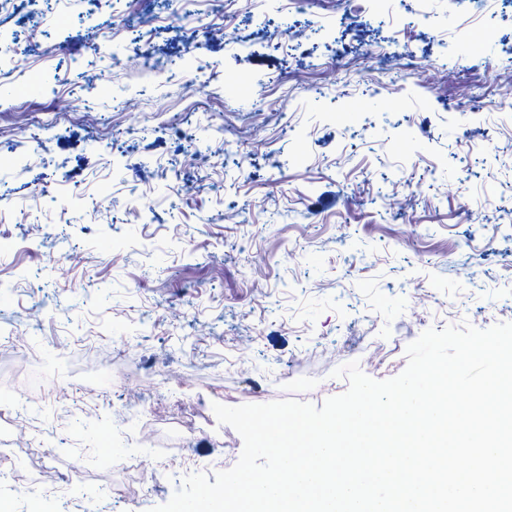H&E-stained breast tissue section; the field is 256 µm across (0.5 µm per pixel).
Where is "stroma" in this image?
Listing matches in <instances>:
<instances>
[{
    "instance_id": "35a3bbf8",
    "label": "stroma",
    "mask_w": 512,
    "mask_h": 512,
    "mask_svg": "<svg viewBox=\"0 0 512 512\" xmlns=\"http://www.w3.org/2000/svg\"><path fill=\"white\" fill-rule=\"evenodd\" d=\"M148 11L169 15L151 36L157 53L199 37L204 50L216 49L211 35L224 28L243 49L223 54L221 79L197 87L189 72L156 81L134 65L113 69L84 39L98 20L128 30ZM321 17L335 27L330 39L309 34ZM34 26L59 44L55 59L39 63ZM290 28L308 33L303 51L274 46ZM7 36L21 65L42 64L60 92L40 98L15 82L21 109L0 112V127L12 132L0 141V189L28 208L27 223L0 230L20 242L0 260V326L24 330L32 310L49 306L58 314L40 325L47 352L73 336L97 337L100 355L121 369L95 398L99 410L150 398L167 424L190 415L198 396L233 406L243 389L257 404L303 395L319 407L349 383L334 377V364L306 357L313 342L370 328L382 343L398 334L409 344L430 328L512 322V116L460 110L472 87L490 100L502 91L494 47L512 46L508 2L484 20L462 63L427 28H409L421 60L448 57L447 75L364 99L362 58L389 42L391 28L367 12L343 13L340 0L260 21L241 9L227 25L209 0L190 17L169 0H72L62 14L54 0H23ZM233 77L260 78L258 111H228L224 85ZM325 84L343 102L334 121L322 117L327 102L310 96ZM88 101L90 123L77 115ZM116 102L128 110L113 111ZM411 124L421 137L402 139ZM293 125L309 127L304 142L293 141ZM34 132L43 159L29 163ZM240 135L252 141L245 160L231 147ZM195 151L200 163L186 165ZM135 193L152 199L150 211L133 212ZM391 193L400 210L385 208ZM65 244L70 253L50 263ZM115 331L135 336L139 351L113 344ZM232 351L241 371L228 377ZM179 368L185 383L175 394L153 390L154 378ZM69 409L58 408L48 452L64 470L81 462L95 512H150L170 500L167 483L146 503L115 495L125 478L104 462L119 437L96 420L83 432ZM228 441L243 446L231 426H204L186 452L220 465Z\"/></svg>"
}]
</instances>
